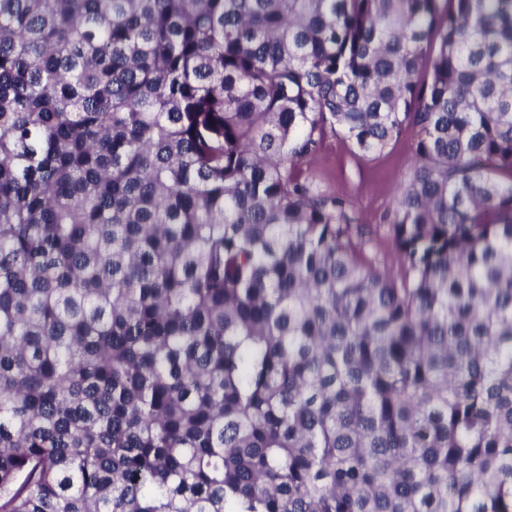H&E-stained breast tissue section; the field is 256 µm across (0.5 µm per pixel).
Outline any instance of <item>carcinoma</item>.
I'll return each instance as SVG.
<instances>
[{
	"mask_svg": "<svg viewBox=\"0 0 512 512\" xmlns=\"http://www.w3.org/2000/svg\"><path fill=\"white\" fill-rule=\"evenodd\" d=\"M0 512H512V0H0ZM415 141V132L409 130L369 160L356 155L342 137L328 133L306 173L320 189L347 198L365 224H380L397 188L409 177Z\"/></svg>",
	"mask_w": 512,
	"mask_h": 512,
	"instance_id": "1",
	"label": "carcinoma"
}]
</instances>
